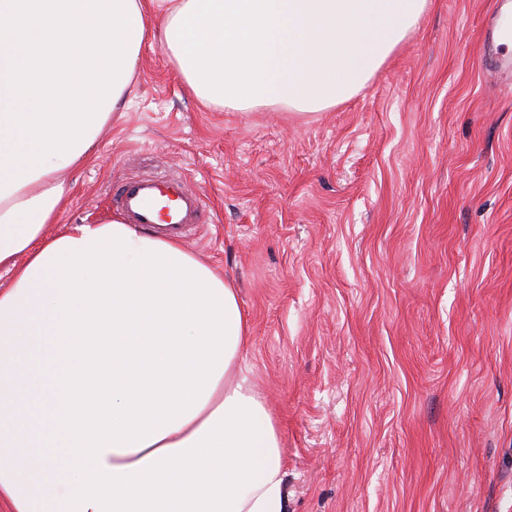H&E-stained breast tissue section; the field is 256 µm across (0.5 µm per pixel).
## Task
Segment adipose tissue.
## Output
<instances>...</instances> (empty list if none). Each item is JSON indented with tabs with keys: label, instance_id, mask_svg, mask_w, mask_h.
I'll use <instances>...</instances> for the list:
<instances>
[{
	"label": "adipose tissue",
	"instance_id": "1",
	"mask_svg": "<svg viewBox=\"0 0 512 512\" xmlns=\"http://www.w3.org/2000/svg\"><path fill=\"white\" fill-rule=\"evenodd\" d=\"M430 0H0V505L288 512L234 284L120 218L47 237L158 37L203 105L356 95Z\"/></svg>",
	"mask_w": 512,
	"mask_h": 512
}]
</instances>
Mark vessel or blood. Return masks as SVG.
I'll return each mask as SVG.
<instances>
[{
    "mask_svg": "<svg viewBox=\"0 0 512 512\" xmlns=\"http://www.w3.org/2000/svg\"><path fill=\"white\" fill-rule=\"evenodd\" d=\"M114 203L128 223L176 238L199 223L203 209L201 195L186 179L167 173L126 178Z\"/></svg>",
    "mask_w": 512,
    "mask_h": 512,
    "instance_id": "1",
    "label": "vessel or blood"
}]
</instances>
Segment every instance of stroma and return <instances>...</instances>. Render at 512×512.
I'll return each mask as SVG.
<instances>
[{"mask_svg":"<svg viewBox=\"0 0 512 512\" xmlns=\"http://www.w3.org/2000/svg\"><path fill=\"white\" fill-rule=\"evenodd\" d=\"M512 0H431L354 97L307 118L198 104L159 42L54 237L126 177L201 193L183 246L233 281L289 512H512Z\"/></svg>","mask_w":512,"mask_h":512,"instance_id":"1","label":"stroma"}]
</instances>
